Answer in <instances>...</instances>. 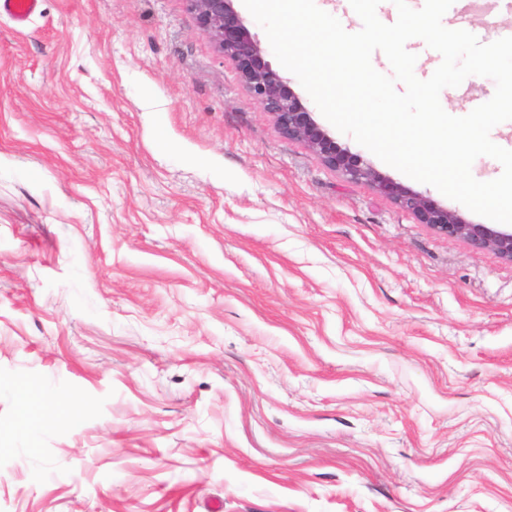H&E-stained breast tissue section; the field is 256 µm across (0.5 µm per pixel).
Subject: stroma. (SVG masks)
I'll return each mask as SVG.
<instances>
[{
	"mask_svg": "<svg viewBox=\"0 0 512 512\" xmlns=\"http://www.w3.org/2000/svg\"><path fill=\"white\" fill-rule=\"evenodd\" d=\"M216 503L512 512V262L282 136L185 0L0 14V512ZM40 403L44 411V417L38 429H31L21 423L10 432L9 435L14 449H32L30 447L36 432L56 430L67 421L68 411L59 407L50 394H44Z\"/></svg>",
	"mask_w": 512,
	"mask_h": 512,
	"instance_id": "35a3bbf8",
	"label": "stroma"
}]
</instances>
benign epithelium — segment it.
<instances>
[{
    "mask_svg": "<svg viewBox=\"0 0 512 512\" xmlns=\"http://www.w3.org/2000/svg\"><path fill=\"white\" fill-rule=\"evenodd\" d=\"M236 0H186L200 31L230 61L248 93L273 119L279 133L314 152L325 166L375 192L440 235L457 238L473 251L512 262V227L473 224L428 194L414 191L342 147L315 119L288 79L272 67L260 42L235 6Z\"/></svg>",
    "mask_w": 512,
    "mask_h": 512,
    "instance_id": "obj_1",
    "label": "benign epithelium"
}]
</instances>
